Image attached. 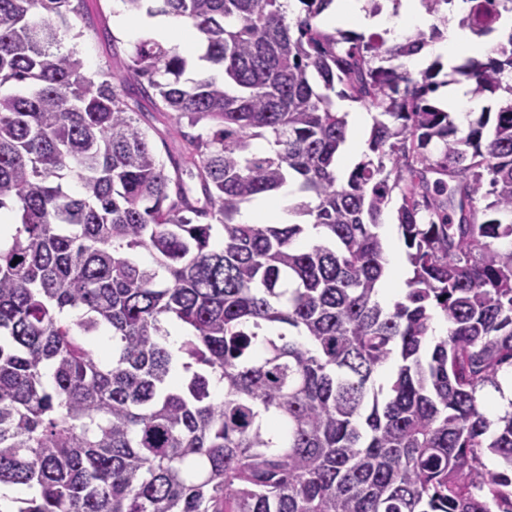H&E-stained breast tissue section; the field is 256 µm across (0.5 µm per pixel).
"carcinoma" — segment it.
<instances>
[{
    "label": "carcinoma",
    "mask_w": 512,
    "mask_h": 512,
    "mask_svg": "<svg viewBox=\"0 0 512 512\" xmlns=\"http://www.w3.org/2000/svg\"><path fill=\"white\" fill-rule=\"evenodd\" d=\"M122 2L196 29L195 76L150 37L121 78L89 76L61 51L86 0H0V88L27 89L0 92V209L19 217L0 247V487L30 490L0 512H512V411L478 401L512 367V35L454 69L511 95L487 134L430 104L437 65H380L435 24L389 45L322 29L333 0H295L291 21L284 0ZM334 91L379 113L343 176ZM141 99L179 157L160 160ZM291 182L293 222H239ZM395 192L411 276L384 306ZM171 320L190 332L175 349ZM138 114L139 125L148 131L150 138L152 139L160 157L167 162L166 149L173 155H178L181 151L183 142L177 136L168 134L170 121L167 118L156 114L150 104L146 101H142V105L139 108H135ZM164 137L166 141V148L161 144L160 138Z\"/></svg>",
    "instance_id": "carcinoma-1"
}]
</instances>
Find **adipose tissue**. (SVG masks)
<instances>
[{"label":"adipose tissue","mask_w":512,"mask_h":512,"mask_svg":"<svg viewBox=\"0 0 512 512\" xmlns=\"http://www.w3.org/2000/svg\"><path fill=\"white\" fill-rule=\"evenodd\" d=\"M422 14L420 0H399L397 18H390L388 11L371 14L365 8V0H333L322 15L325 27L354 25L364 28L381 27L391 31L393 41H400L409 25L418 22ZM139 32L149 37L175 43L180 49L191 50L198 42L196 30L183 18L169 15L162 19H146L139 23ZM487 41L474 34L458 22H449L443 30L442 39L424 47L410 56L411 66L420 67L430 57L446 59L449 66L456 67L466 60L484 56L488 50ZM293 193L292 186H285L277 199L258 202L246 208L239 217L244 224H287L293 217L288 212Z\"/></svg>","instance_id":"ef3b65f1"}]
</instances>
